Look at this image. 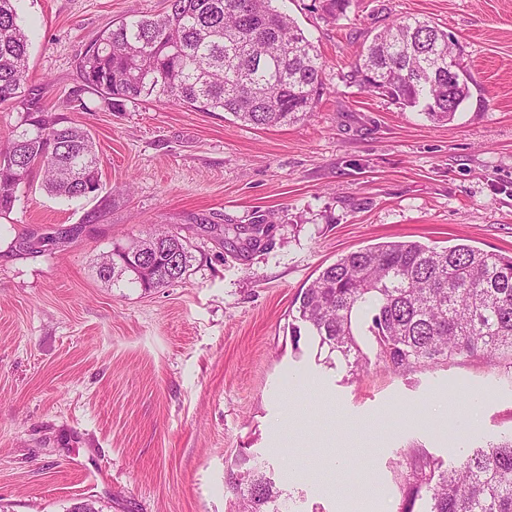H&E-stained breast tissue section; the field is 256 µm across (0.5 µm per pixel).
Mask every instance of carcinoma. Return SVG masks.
I'll return each mask as SVG.
<instances>
[{"mask_svg":"<svg viewBox=\"0 0 512 512\" xmlns=\"http://www.w3.org/2000/svg\"><path fill=\"white\" fill-rule=\"evenodd\" d=\"M18 0H0V104L24 112L22 131L0 147V212L13 209L29 173L43 171L45 189L78 199L100 184V160L89 134L64 127L26 94L29 38L17 22ZM167 9L133 15L103 31L76 62L80 91L118 111L126 101L227 112L256 127L293 123L313 111L323 61L297 22L273 0H167ZM454 35L406 18L374 34L352 78L369 92L447 122L470 97V76L448 85V69L428 70L448 56ZM148 273L120 247L99 277L150 290L183 279L190 245L168 230L140 241ZM291 341H318L351 374L374 363L393 374L458 359L479 360L512 374V255L465 243L430 247L385 241L350 252L319 270L294 301ZM239 512H283L282 491L264 467L234 478ZM512 512V433L462 454L448 466L418 453L406 459L401 512Z\"/></svg>","mask_w":512,"mask_h":512,"instance_id":"carcinoma-1","label":"carcinoma"}]
</instances>
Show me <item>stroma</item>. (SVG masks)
<instances>
[{
	"label": "stroma",
	"mask_w": 512,
	"mask_h": 512,
	"mask_svg": "<svg viewBox=\"0 0 512 512\" xmlns=\"http://www.w3.org/2000/svg\"><path fill=\"white\" fill-rule=\"evenodd\" d=\"M166 6L18 2L26 88L92 136L103 188L65 200L35 172L0 215V512H238L228 471L244 454L289 512H399L406 457L451 464L512 431V377L472 361L352 375L292 345L290 310L321 268L378 242L512 254V0H349L334 20L321 0H284L324 62L314 111L289 125L172 103L113 112L90 94L72 108L86 46ZM406 16L462 45L471 97L452 121L351 78ZM253 224L250 248L234 229ZM160 227L191 246L185 280L145 292L98 277L104 255ZM338 482L361 490L353 509Z\"/></svg>",
	"instance_id": "obj_1"
}]
</instances>
